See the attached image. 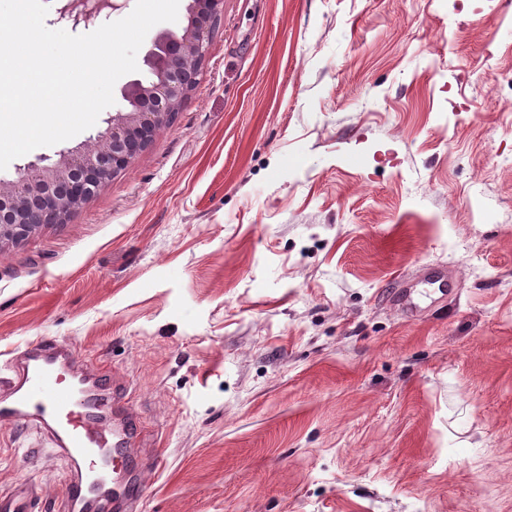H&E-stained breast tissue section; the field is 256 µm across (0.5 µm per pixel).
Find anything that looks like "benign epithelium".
I'll return each instance as SVG.
<instances>
[{"label": "benign epithelium", "instance_id": "1", "mask_svg": "<svg viewBox=\"0 0 512 512\" xmlns=\"http://www.w3.org/2000/svg\"><path fill=\"white\" fill-rule=\"evenodd\" d=\"M116 9L114 0H64L56 21L75 28ZM222 14L223 0H189L187 25L158 32L144 55L153 79L123 86L126 110L113 114L90 143L62 150L54 160L39 157L0 181V249L45 224L65 223L107 180L131 166L188 100Z\"/></svg>", "mask_w": 512, "mask_h": 512}]
</instances>
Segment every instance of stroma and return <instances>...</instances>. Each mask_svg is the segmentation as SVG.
Wrapping results in <instances>:
<instances>
[{
	"label": "stroma",
	"mask_w": 512,
	"mask_h": 512,
	"mask_svg": "<svg viewBox=\"0 0 512 512\" xmlns=\"http://www.w3.org/2000/svg\"><path fill=\"white\" fill-rule=\"evenodd\" d=\"M512 0H224L186 104L0 249L160 454L140 512H512ZM38 423L0 490L61 499Z\"/></svg>",
	"instance_id": "1"
}]
</instances>
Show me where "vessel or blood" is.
Instances as JSON below:
<instances>
[{"label": "vessel or blood", "instance_id": "obj_1", "mask_svg": "<svg viewBox=\"0 0 512 512\" xmlns=\"http://www.w3.org/2000/svg\"><path fill=\"white\" fill-rule=\"evenodd\" d=\"M70 356L50 338L28 344L23 362H9L0 375V422L34 417L51 428L68 469L58 512H134L141 497L133 479L142 466L133 450L139 421L122 405L110 375L68 376L63 362ZM114 417L121 426L111 425ZM0 512L48 510L37 487L18 482L0 492Z\"/></svg>", "mask_w": 512, "mask_h": 512}]
</instances>
